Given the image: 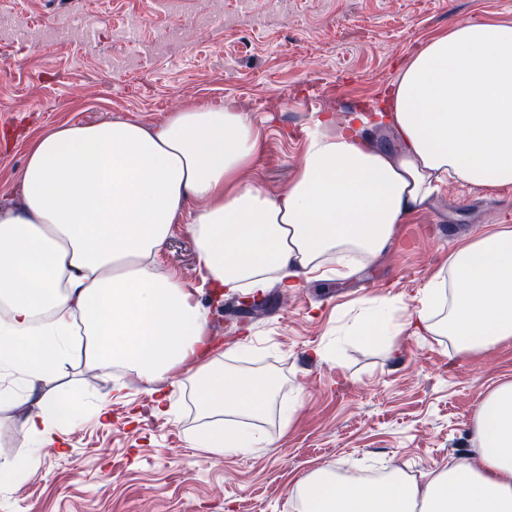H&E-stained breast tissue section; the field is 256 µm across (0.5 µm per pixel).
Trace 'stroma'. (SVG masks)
Listing matches in <instances>:
<instances>
[{
  "label": "stroma",
  "instance_id": "stroma-1",
  "mask_svg": "<svg viewBox=\"0 0 512 512\" xmlns=\"http://www.w3.org/2000/svg\"><path fill=\"white\" fill-rule=\"evenodd\" d=\"M489 20L512 22V0H17L0 9V210L18 205L17 177L44 130L108 118L153 128L172 102L248 111L261 139L243 177L279 195L315 119L307 97L343 120L389 88L425 41ZM188 221L173 224L158 262L193 281ZM500 224L512 225V186L451 182L349 277H306L288 293L271 282L260 320L209 304L225 371L279 380L267 412L243 421L262 441L250 452L193 446L205 420L183 369L149 386L78 366L37 385L39 395L82 392V414L21 488L0 486V512H295V484L320 468L419 480L478 464L475 415L512 380V341L460 354L409 326L387 349L341 330L373 303L415 306L460 241ZM169 391L173 414L153 416Z\"/></svg>",
  "mask_w": 512,
  "mask_h": 512
}]
</instances>
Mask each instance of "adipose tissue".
<instances>
[{
	"mask_svg": "<svg viewBox=\"0 0 512 512\" xmlns=\"http://www.w3.org/2000/svg\"><path fill=\"white\" fill-rule=\"evenodd\" d=\"M380 103L395 150L365 140L374 122L363 113L340 123L320 115L296 175L274 197L240 178L259 131L230 103L176 110L156 128L107 119L43 132L18 177L21 206L0 214V403L55 380L78 326L89 369L121 363L148 384L192 369L210 417L196 444L221 455L257 447L237 420L260 415L277 380L229 377L220 359H206L203 289L220 298L273 280L288 289L298 273L345 276L378 257L447 179L512 185V23L458 25L425 42ZM185 213L194 282L156 264ZM406 324L449 337L463 354L512 340V225L464 241L405 320L374 304L353 334L385 348ZM80 414L79 395H41L21 423L29 454L0 461V485L21 486L30 457L58 444ZM474 438L477 467L463 462L422 482L318 470L294 494L301 512H512V381L487 394Z\"/></svg>",
	"mask_w": 512,
	"mask_h": 512,
	"instance_id": "1",
	"label": "adipose tissue"
}]
</instances>
